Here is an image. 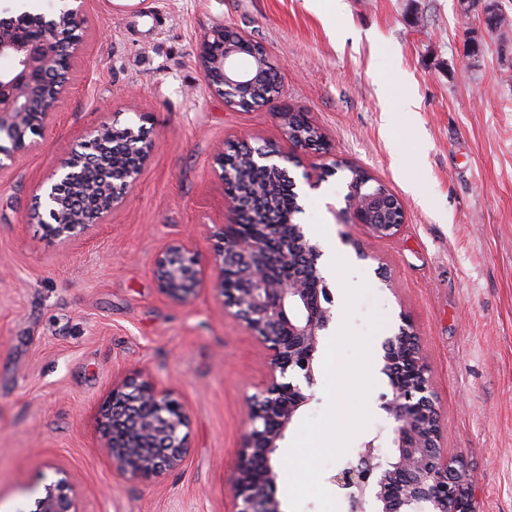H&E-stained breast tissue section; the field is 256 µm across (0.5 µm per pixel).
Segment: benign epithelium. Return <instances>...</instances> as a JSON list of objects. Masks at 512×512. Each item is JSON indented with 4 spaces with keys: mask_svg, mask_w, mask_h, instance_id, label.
Here are the masks:
<instances>
[{
    "mask_svg": "<svg viewBox=\"0 0 512 512\" xmlns=\"http://www.w3.org/2000/svg\"><path fill=\"white\" fill-rule=\"evenodd\" d=\"M459 6L467 16L479 12L486 28L495 27L499 0H459ZM59 30L55 19L43 20L27 38L0 26V58L11 62L10 68L0 71V171L42 135L69 83V72L59 71L58 54L51 50ZM223 34L224 27L214 28L201 43L209 86L224 96L228 107L251 105L249 95L259 76L254 69H242L238 56L249 52L264 59L265 51L240 33L230 36L219 50H210L212 41ZM277 116L291 151L267 145L245 161L249 167L286 174L287 164L297 158L294 151L314 143L288 129V124L295 116L312 128L315 124L304 112ZM114 131L115 125L109 123L97 127L37 187L38 206L32 219L49 236L62 241L76 238L104 223L112 209L134 196L153 149L140 126L122 129L139 157L123 168L120 181L112 180L114 167L106 164L97 183L81 182L83 165L91 154L107 153ZM212 172L224 182L228 212L237 217L250 209L251 190L241 173L228 169L224 152L215 155ZM346 213L377 237L397 234L404 223V209L397 198L387 203L372 193L361 203L352 201ZM319 257L317 245L296 223L223 224L218 232L213 290L262 346L269 368L248 408V430L234 477V512H282L274 493L272 455L299 409L312 399L316 355L333 319V294L318 267ZM152 272L162 293L182 305L193 303L205 283L196 253L183 240L154 256ZM381 361L390 387L381 408L393 422L392 447L383 454L375 440L365 442L356 460L340 466L330 482L343 492L349 512H472V479L461 459H448L441 448L439 413L411 324L401 326L383 343ZM99 416L102 452L111 462L112 473L122 480L155 481L179 467L188 455L185 405L173 390L158 385L142 370L112 383ZM55 475L36 490L32 508L17 512H80L70 474L57 468Z\"/></svg>",
    "mask_w": 512,
    "mask_h": 512,
    "instance_id": "benign-epithelium-1",
    "label": "benign epithelium"
}]
</instances>
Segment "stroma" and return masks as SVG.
Returning <instances> with one entry per match:
<instances>
[{
    "label": "stroma",
    "mask_w": 512,
    "mask_h": 512,
    "mask_svg": "<svg viewBox=\"0 0 512 512\" xmlns=\"http://www.w3.org/2000/svg\"><path fill=\"white\" fill-rule=\"evenodd\" d=\"M500 8L509 24L490 33L457 0H341L332 13L320 0H86L66 93L36 147L0 171V512L58 467L82 512H233L264 352L212 290L168 299L152 261L183 239L213 267L230 220L213 157L241 138L288 149V109L330 143L289 173L301 223L336 255L328 285L351 292L335 302L348 337L276 453L283 512H346L330 474L366 441L389 447L380 355L406 321L474 512H512V0ZM220 24L265 49L284 86L273 104L231 109L208 86L200 46ZM104 122L140 126L153 145L136 195L80 237L49 238L29 220L35 189ZM336 160L398 197L396 235L352 222L344 171L302 183L303 166ZM138 370L190 415L186 461L152 482L117 479L101 452L99 407Z\"/></svg>",
    "instance_id": "35a3bbf8"
}]
</instances>
